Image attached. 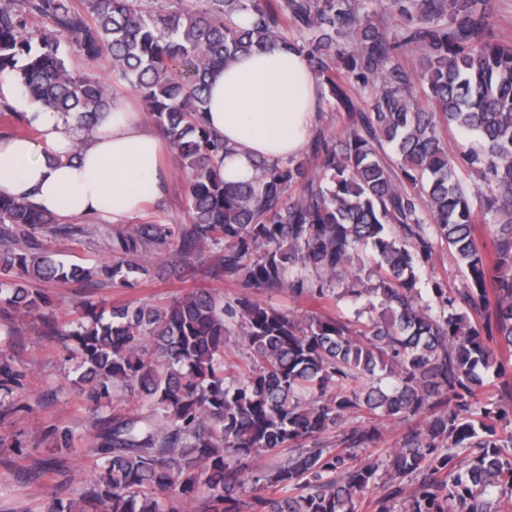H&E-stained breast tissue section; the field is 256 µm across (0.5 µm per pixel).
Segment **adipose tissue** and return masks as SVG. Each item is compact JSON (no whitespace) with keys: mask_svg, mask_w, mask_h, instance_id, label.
Listing matches in <instances>:
<instances>
[{"mask_svg":"<svg viewBox=\"0 0 512 512\" xmlns=\"http://www.w3.org/2000/svg\"><path fill=\"white\" fill-rule=\"evenodd\" d=\"M319 87L303 57L273 48L243 56L210 79V129L233 152L219 165L229 183L250 180L258 158L296 155L312 130ZM35 136L0 140V190L64 217L122 224L162 193V137L122 106L90 132L53 112L28 115Z\"/></svg>","mask_w":512,"mask_h":512,"instance_id":"1","label":"adipose tissue"}]
</instances>
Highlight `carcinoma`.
<instances>
[{"mask_svg": "<svg viewBox=\"0 0 512 512\" xmlns=\"http://www.w3.org/2000/svg\"><path fill=\"white\" fill-rule=\"evenodd\" d=\"M0 0V76L43 112L92 128L112 111L107 80L133 89L187 178L188 224L130 227L64 219L0 191V319H33L58 340L96 420V477L77 500L46 512H512V402L484 395L496 367L512 397V44L483 39L488 0ZM391 10L406 21L393 30ZM39 15L75 35L86 69L69 72ZM293 28L300 37L283 33ZM418 52L414 68L401 51ZM275 47L306 57L352 117L342 142L319 134L302 162L254 164L229 184L216 160L224 138L203 120L211 74ZM420 83L425 101L412 96ZM472 134L462 152L487 185L480 213L460 184L442 129ZM388 145L394 157L382 152ZM297 191L290 198L289 191ZM492 227L479 244L475 225ZM83 245L97 235L108 261L55 258L44 235ZM445 241L466 287L436 281L420 303L417 269ZM217 251L210 274L248 289L288 288L317 303L343 296L366 318H300L242 293L196 289L170 301L106 310L84 301L60 320L44 285L133 288L146 258L175 270ZM367 278H346L365 250ZM236 334L248 355L228 363ZM25 373L0 353V413L18 412ZM412 422L399 447L363 465L376 426L343 428L349 413ZM336 433L333 448L321 435ZM56 452L74 434L46 432ZM262 456L275 459L259 465Z\"/></svg>", "mask_w": 512, "mask_h": 512, "instance_id": "1", "label": "carcinoma"}]
</instances>
